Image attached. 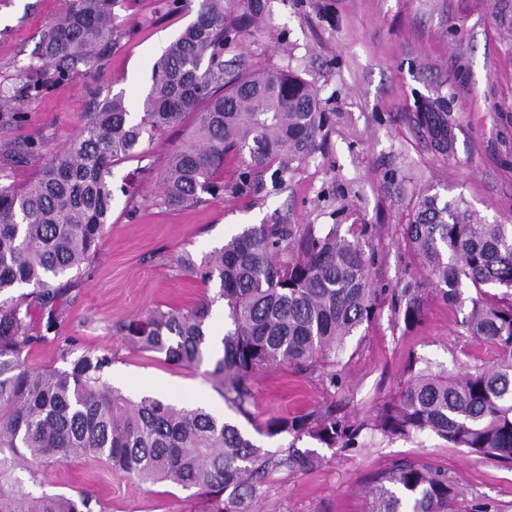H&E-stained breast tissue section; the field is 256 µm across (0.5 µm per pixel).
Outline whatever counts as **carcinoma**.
<instances>
[{
    "label": "carcinoma",
    "mask_w": 512,
    "mask_h": 512,
    "mask_svg": "<svg viewBox=\"0 0 512 512\" xmlns=\"http://www.w3.org/2000/svg\"><path fill=\"white\" fill-rule=\"evenodd\" d=\"M124 0H71L44 35L39 63L27 79L0 90V110L53 82L101 66L118 37L115 8ZM235 26L224 22V0H203L195 19L156 61L140 111L123 94H95L85 122L65 147L49 154L39 176L22 188L0 182V512H95L92 495H35L16 476L29 458L65 463L92 457L144 483L196 488L213 512H255L266 480L281 470L322 462L313 451L269 450L234 423L201 408H178L153 397L131 400L103 379L111 359L84 352L68 369L28 364L35 313L59 332L70 283L97 255L112 212V167L141 153L146 142L196 116L188 138L169 155L162 192L173 207L224 195V161L239 160L238 188L256 189L270 173L283 184L292 165L311 156L331 122L317 89L288 70L224 68V46ZM409 121L441 154L454 151L448 112L433 105ZM365 225L248 224L197 263H177L205 287L219 281L229 326L215 352L208 337L213 300L186 310H154L120 327L141 348L192 368L213 360L210 375L225 402L251 417L254 377L287 364L319 371L340 386L336 363L348 339L378 318ZM404 238L430 274L427 286L406 283L391 309L410 331L428 302L454 304L462 282L476 291L462 322L466 336L496 349L495 360L458 375L433 374L414 357L398 399L367 419L350 422L333 408L257 427L268 437L291 434L329 449L355 445L363 431L383 438L432 433L466 453L512 468V226L488 224L462 202L425 191ZM506 288L503 296L485 287ZM24 292L17 293L18 289ZM448 475L400 462L370 487L367 512H463Z\"/></svg>",
    "instance_id": "carcinoma-1"
}]
</instances>
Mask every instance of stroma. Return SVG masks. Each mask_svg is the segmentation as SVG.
Listing matches in <instances>:
<instances>
[{"mask_svg":"<svg viewBox=\"0 0 512 512\" xmlns=\"http://www.w3.org/2000/svg\"><path fill=\"white\" fill-rule=\"evenodd\" d=\"M263 19L244 15L242 0H228L226 20L239 26L224 50L226 61L254 70L289 69L313 83L333 119L316 152L295 165L282 188L238 193L239 163L224 164L223 197L173 208L159 189L171 150L186 138L195 116L149 144L144 157L114 166L118 193L101 249L89 273L66 295L57 340L34 344L29 363L64 368L63 353L108 352L105 379L126 397L153 396L179 407H201L255 434L258 444L319 450L323 461L306 472L281 471L267 482L262 512H365L366 491L377 472L409 460L445 472L463 505L489 504L512 512V470L477 459L431 433L387 439L362 435L356 447L331 451L307 437L256 435L257 424L336 405L359 420L397 399L410 356L440 374L491 363L495 350L465 336L460 321L475 291L462 286L457 304L432 300L412 331L396 326L391 295L404 282L429 274L405 242L403 228L421 191L462 200L490 224L512 225V0H265ZM169 11L166 0H134L117 8L121 37L100 70L53 84L23 104L24 118L0 117V170L16 186L38 176L41 159L5 151L8 141L54 151L82 124L92 92L143 97L152 66L195 16ZM66 0H0V89L19 84L35 62L50 23ZM441 102L455 132L454 153L443 155L417 132L408 115ZM348 225L368 227L367 251L382 305L378 321L357 333L340 358L341 387L319 373L281 366L254 379L255 404L244 417L225 402L211 377V361L195 369L166 363L139 349L118 326L156 309L187 308L214 300L212 342L224 335V303L217 284L202 285L175 259L201 260L242 225ZM34 494L89 493L103 512H211L198 489L142 483L108 464L76 458L62 465L17 471Z\"/></svg>","mask_w":512,"mask_h":512,"instance_id":"stroma-1","label":"stroma"}]
</instances>
